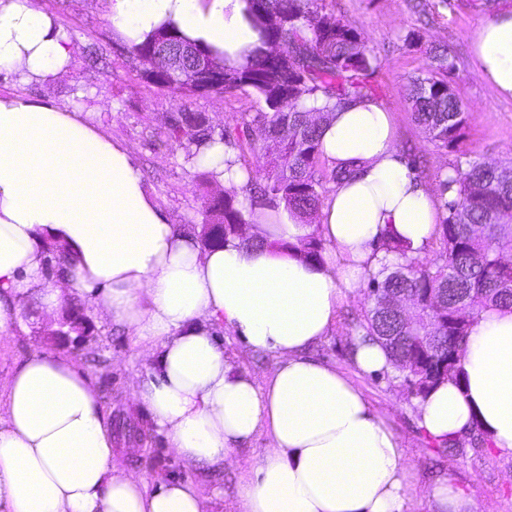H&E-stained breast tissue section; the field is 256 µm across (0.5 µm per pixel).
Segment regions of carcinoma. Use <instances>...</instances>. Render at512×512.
I'll return each mask as SVG.
<instances>
[{
  "label": "carcinoma",
  "instance_id": "1",
  "mask_svg": "<svg viewBox=\"0 0 512 512\" xmlns=\"http://www.w3.org/2000/svg\"><path fill=\"white\" fill-rule=\"evenodd\" d=\"M246 12L254 21L260 45L246 62L233 66L224 59V85L218 93L251 88L267 107L246 124L247 144H260L268 170L260 196L271 200L270 210L280 205L300 219L311 217L320 207L321 189L326 181L337 182L346 173L319 169L320 124L313 114L327 116L349 101L372 96L369 76L377 59L365 38L332 13L324 11L322 0H245ZM277 14L280 25H269L264 17ZM173 51L188 49L196 56V44L172 28L132 47L136 56L150 53L159 68L166 57L158 55L161 44ZM432 68L424 77L412 80L409 100L414 122L434 144L455 151L461 131L472 114L457 96L449 80L454 63L449 48L429 50ZM312 106H306L307 102ZM286 125L294 136L282 147L275 145L276 130ZM167 135L176 141L201 148L214 141L213 130L203 125L196 112H179L169 124ZM455 176L438 180L446 216L437 225L443 250L428 263L411 255L399 242H384L382 249L396 255L367 282L369 292H441L448 305L425 309L416 325L405 329L391 318H381L368 303L359 327L364 335L382 341L390 356L392 370L415 367L412 378L415 395L425 396L441 380L457 379L470 330L481 313L492 307L512 309V167L469 160L456 166ZM250 220L232 192L224 201L207 203L202 234L205 245H219L234 235V226ZM299 250L305 259H323L324 242L315 233L285 244ZM466 299L469 318L453 319L452 306Z\"/></svg>",
  "mask_w": 512,
  "mask_h": 512
}]
</instances>
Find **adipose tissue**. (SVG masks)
I'll use <instances>...</instances> for the list:
<instances>
[{"label": "adipose tissue", "mask_w": 512, "mask_h": 512, "mask_svg": "<svg viewBox=\"0 0 512 512\" xmlns=\"http://www.w3.org/2000/svg\"><path fill=\"white\" fill-rule=\"evenodd\" d=\"M108 19L130 45L173 26L236 64L259 39L244 0H111ZM472 41L481 76L512 98V7ZM72 54L67 32L34 0H0V72L53 81ZM320 152L351 174L316 223L283 208L268 224L259 207L249 229L257 246L231 238L205 248L169 224L135 158L82 113L0 93V332L31 295L45 315L76 299L125 328L144 358L136 400L183 462L220 471L234 449L266 435L239 487L243 512H406L410 469L386 414L307 351L380 267L384 238L425 250L437 200L376 99L332 111ZM312 232L330 247L323 260L292 248ZM52 247L66 258L55 281L45 274ZM224 327L275 357L265 385L227 359ZM0 388V512H210L192 483L151 487L114 464L97 393L68 357L33 350ZM417 415L435 442L478 429L512 451V310L480 315L459 381L430 390Z\"/></svg>", "instance_id": "ef3b65f1"}]
</instances>
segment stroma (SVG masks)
Here are the masks:
<instances>
[{"instance_id":"35a3bbf8","label":"stroma","mask_w":512,"mask_h":512,"mask_svg":"<svg viewBox=\"0 0 512 512\" xmlns=\"http://www.w3.org/2000/svg\"><path fill=\"white\" fill-rule=\"evenodd\" d=\"M505 0H325L327 11L355 28L377 57L371 77L375 98L392 112L401 151L423 162L427 186H436L454 165L479 158L500 162L512 158V99L499 96L474 65L472 34ZM69 33L73 61L69 74L52 82H27L0 73V91L15 92L67 110L86 113L88 121L120 142L136 157L144 180L169 223L193 232L204 225L208 196L222 192L214 178L203 177L191 160L190 146L165 138L168 116L181 111L208 117L215 134L234 130L242 114L265 111L251 88L230 94L184 95L147 83L131 47L118 38L108 19V0H35ZM449 46L455 67L452 85L473 119L452 152L436 147L414 122L409 85L431 67L429 50ZM19 328L0 332V384L35 348L69 357L92 382L99 404L112 428L113 461L148 481L179 480L195 484L207 497H217L218 512H239L238 485L265 447V437L233 452L223 470L208 472L185 465L168 448L164 435L150 424L135 400L144 360L132 337L115 327L92 306H85L89 337L55 342L50 327L33 321L29 301H22ZM366 308L363 291L350 294L341 306L336 329L314 345L312 358L335 367L385 412L412 469L415 496L407 512H433L429 494L437 480L447 479L472 498L474 512H512V452L464 439L455 455L431 447L417 424V398L401 373L364 374L350 358L357 331L354 318ZM224 352L265 382L275 368L270 355L248 352L232 331H224Z\"/></svg>"}]
</instances>
